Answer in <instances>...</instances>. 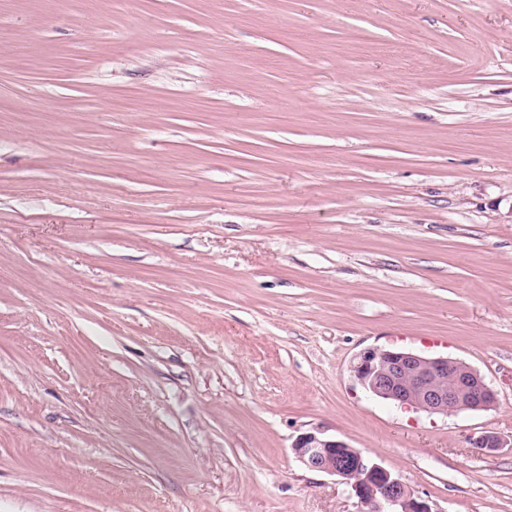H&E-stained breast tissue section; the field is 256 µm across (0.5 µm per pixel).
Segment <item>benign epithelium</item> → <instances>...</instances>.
I'll list each match as a JSON object with an SVG mask.
<instances>
[{
	"mask_svg": "<svg viewBox=\"0 0 512 512\" xmlns=\"http://www.w3.org/2000/svg\"><path fill=\"white\" fill-rule=\"evenodd\" d=\"M352 372L356 382L374 397L430 414L488 410L497 395L478 370L448 357H432L411 350L371 348L360 353ZM472 445L493 453L512 441L484 433ZM296 460L305 468L335 476L354 492L361 512H435L398 476L366 457L347 442L321 432H306L292 444Z\"/></svg>",
	"mask_w": 512,
	"mask_h": 512,
	"instance_id": "obj_1",
	"label": "benign epithelium"
}]
</instances>
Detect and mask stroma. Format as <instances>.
<instances>
[{
  "mask_svg": "<svg viewBox=\"0 0 512 512\" xmlns=\"http://www.w3.org/2000/svg\"><path fill=\"white\" fill-rule=\"evenodd\" d=\"M306 431L512 512V0H0V512H359ZM351 368L356 382L374 397L430 414L483 411L497 403L480 372L453 358L371 348Z\"/></svg>",
  "mask_w": 512,
  "mask_h": 512,
  "instance_id": "obj_1",
  "label": "stroma"
}]
</instances>
